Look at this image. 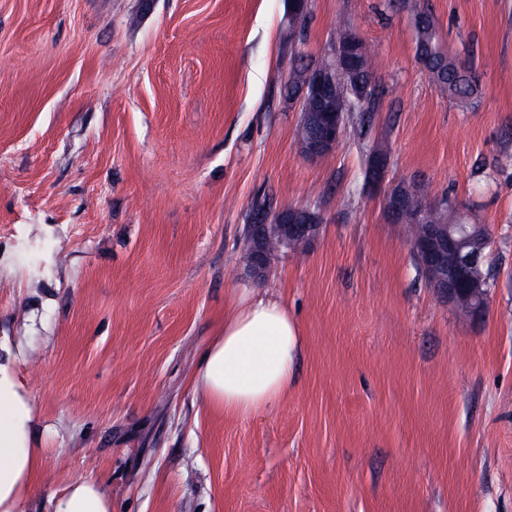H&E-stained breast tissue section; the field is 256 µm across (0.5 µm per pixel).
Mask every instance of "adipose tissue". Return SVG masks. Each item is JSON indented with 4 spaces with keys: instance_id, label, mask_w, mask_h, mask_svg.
<instances>
[{
    "instance_id": "1",
    "label": "adipose tissue",
    "mask_w": 512,
    "mask_h": 512,
    "mask_svg": "<svg viewBox=\"0 0 512 512\" xmlns=\"http://www.w3.org/2000/svg\"><path fill=\"white\" fill-rule=\"evenodd\" d=\"M301 341L296 322L277 299L246 296L203 354L195 390L207 407L241 417L265 410L292 384ZM24 383L11 359L0 358V512H27L41 477V450ZM52 512H112L99 484L81 480L54 492Z\"/></svg>"
}]
</instances>
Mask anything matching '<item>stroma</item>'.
<instances>
[{"label":"stroma","instance_id":"1","mask_svg":"<svg viewBox=\"0 0 512 512\" xmlns=\"http://www.w3.org/2000/svg\"><path fill=\"white\" fill-rule=\"evenodd\" d=\"M425 2L471 102L430 82L407 0H310L292 44L288 0H0V346L39 421L29 512L78 479L112 512H512V0ZM341 23L375 56L371 119L311 159L286 81ZM402 182L488 226L480 318L388 219ZM258 196L321 218L260 276ZM251 290L302 350L239 417L193 378Z\"/></svg>","mask_w":512,"mask_h":512}]
</instances>
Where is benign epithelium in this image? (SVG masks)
<instances>
[{"label": "benign epithelium", "mask_w": 512, "mask_h": 512, "mask_svg": "<svg viewBox=\"0 0 512 512\" xmlns=\"http://www.w3.org/2000/svg\"><path fill=\"white\" fill-rule=\"evenodd\" d=\"M350 52L333 49L330 56L320 63L307 68L301 79L289 75V82L299 85L302 117L301 124L310 122L311 113L307 112L308 101L312 98L326 103L336 98V80L348 67ZM348 122L347 107L336 105V110H324L318 118L315 133L304 141H299L302 152L309 157H319L334 150L340 143ZM386 158L377 149L372 153L367 173L368 181L377 184L384 178ZM385 208L389 217L398 222L402 214L411 212L415 218L426 224V229L411 241L413 252L425 258L423 269L431 287L437 289L448 301L464 310L471 318L482 315L487 290L473 281L467 283L460 277L461 269H479L486 259V240L481 233V225H474L470 232L463 224L432 223V213L427 206L414 207L413 199L408 197V184L400 183L385 194ZM311 211L302 208H280L270 211L265 223L246 225L248 244L254 253L251 260L253 270L264 272L268 256L262 248V240L268 231V225L277 224L285 242L294 248L310 239L318 228L311 223Z\"/></svg>", "instance_id": "7a95c632"}]
</instances>
